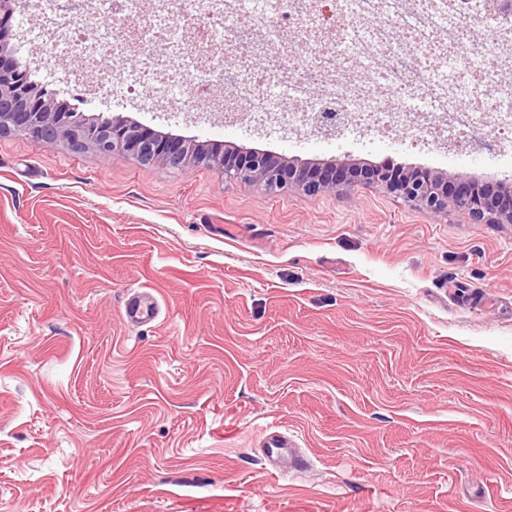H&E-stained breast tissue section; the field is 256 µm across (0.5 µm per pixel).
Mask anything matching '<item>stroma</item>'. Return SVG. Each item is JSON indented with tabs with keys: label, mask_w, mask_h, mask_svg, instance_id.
I'll return each mask as SVG.
<instances>
[{
	"label": "stroma",
	"mask_w": 512,
	"mask_h": 512,
	"mask_svg": "<svg viewBox=\"0 0 512 512\" xmlns=\"http://www.w3.org/2000/svg\"><path fill=\"white\" fill-rule=\"evenodd\" d=\"M18 57L88 116L512 183V144L92 100L62 55ZM269 423L306 471L265 469ZM0 512H512V224L0 136ZM123 314L127 322L148 325L160 315V303L153 289L140 288L125 301Z\"/></svg>",
	"instance_id": "1"
}]
</instances>
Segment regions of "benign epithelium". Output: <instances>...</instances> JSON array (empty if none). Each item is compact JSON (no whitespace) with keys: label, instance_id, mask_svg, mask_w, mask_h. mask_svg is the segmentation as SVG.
<instances>
[{"label":"benign epithelium","instance_id":"1","mask_svg":"<svg viewBox=\"0 0 512 512\" xmlns=\"http://www.w3.org/2000/svg\"><path fill=\"white\" fill-rule=\"evenodd\" d=\"M20 0H0V135L22 131L34 140H65L76 147L89 145L102 157L126 152L138 161L172 168L217 167L224 176L245 186L262 184L277 193L296 188L309 195L345 191L357 183L379 186L397 193L422 212L436 216L448 203L482 224H512V186L478 187L451 173L412 172L394 166H362L343 160L308 164L266 152L224 151L145 130L120 117L105 122L82 112L60 107L56 95L32 86L25 73L15 69L6 27ZM477 6L506 27L512 24V0H479Z\"/></svg>","mask_w":512,"mask_h":512}]
</instances>
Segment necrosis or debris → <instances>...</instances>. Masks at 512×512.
I'll return each instance as SVG.
<instances>
[{
	"instance_id": "4bbe7bcc",
	"label": "necrosis or debris",
	"mask_w": 512,
	"mask_h": 512,
	"mask_svg": "<svg viewBox=\"0 0 512 512\" xmlns=\"http://www.w3.org/2000/svg\"><path fill=\"white\" fill-rule=\"evenodd\" d=\"M102 2L121 22L109 33L95 22ZM308 2L279 0L276 11L262 12L245 10L244 0H186L176 34L171 0H153L145 18L138 0H46L40 41L80 64L104 94L117 83L134 92L150 87L167 104L208 109L222 85L251 116L290 125L337 109L390 135L424 128L453 134L464 154L484 145L489 126L512 142V83L499 78L512 59V31L489 21L492 38L473 50L472 14L457 0H338L345 20L323 39ZM284 24L294 42H278ZM189 31L198 44H221L224 57L185 71ZM131 40L145 48L133 71L123 66ZM105 58L112 68L103 74L97 63ZM417 97L422 106H412Z\"/></svg>"
}]
</instances>
